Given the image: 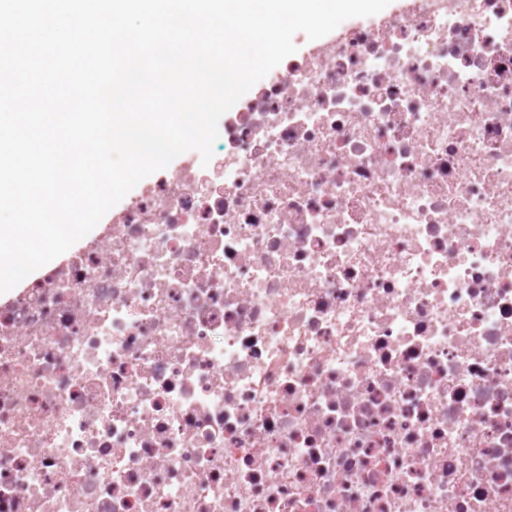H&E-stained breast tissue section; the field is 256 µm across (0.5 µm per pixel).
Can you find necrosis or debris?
I'll return each instance as SVG.
<instances>
[{"mask_svg": "<svg viewBox=\"0 0 512 512\" xmlns=\"http://www.w3.org/2000/svg\"><path fill=\"white\" fill-rule=\"evenodd\" d=\"M0 305V512H512V0H403Z\"/></svg>", "mask_w": 512, "mask_h": 512, "instance_id": "1", "label": "necrosis or debris"}]
</instances>
